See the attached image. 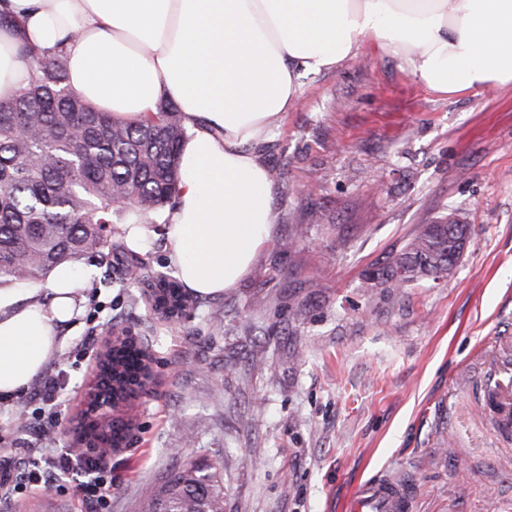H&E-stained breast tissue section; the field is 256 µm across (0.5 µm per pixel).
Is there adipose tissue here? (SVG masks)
I'll return each instance as SVG.
<instances>
[{
	"instance_id": "ef3b65f1",
	"label": "adipose tissue",
	"mask_w": 512,
	"mask_h": 512,
	"mask_svg": "<svg viewBox=\"0 0 512 512\" xmlns=\"http://www.w3.org/2000/svg\"><path fill=\"white\" fill-rule=\"evenodd\" d=\"M0 101L31 75L24 49L62 56L68 85L96 110L138 122L173 102L189 133L170 215V262L216 295L249 274L272 238L273 196L253 147L300 95L302 75L365 46L428 89L460 95L512 85V0H0ZM49 304L0 289V397L27 390L77 319L71 266Z\"/></svg>"
}]
</instances>
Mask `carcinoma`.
<instances>
[{
    "label": "carcinoma",
    "mask_w": 512,
    "mask_h": 512,
    "mask_svg": "<svg viewBox=\"0 0 512 512\" xmlns=\"http://www.w3.org/2000/svg\"><path fill=\"white\" fill-rule=\"evenodd\" d=\"M28 85L0 103V287L36 284L58 266L88 254L112 264L127 224H148L178 193L180 148L186 129L178 109L163 103L140 123L91 109L66 83L62 57L30 54ZM468 225L423 224L388 262L365 273L370 288H407L445 279ZM410 275L402 277L399 270ZM154 310L181 317L192 298L160 273L150 284ZM146 350L131 337L101 357L99 393L138 399L134 386ZM131 426L111 420L84 428L89 445H120ZM141 512H224L219 468L183 462L160 486L145 492Z\"/></svg>",
    "instance_id": "1"
}]
</instances>
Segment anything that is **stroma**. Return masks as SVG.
Listing matches in <instances>:
<instances>
[{"label":"stroma","instance_id":"obj_1","mask_svg":"<svg viewBox=\"0 0 512 512\" xmlns=\"http://www.w3.org/2000/svg\"><path fill=\"white\" fill-rule=\"evenodd\" d=\"M301 96L255 146L274 186L275 235L250 273L185 316L154 313L144 284L86 256L82 315L62 327L59 425L28 394L0 398V448L67 450L113 323L152 359L124 419L111 512L185 460L221 468L224 512H347L358 485L402 478L412 512H512V437L483 407L488 376L512 379V87L442 96L364 50L301 77ZM162 208L137 253L173 273ZM469 227L453 273L367 292L363 273L421 225ZM101 288L89 291L90 279ZM77 479L29 489L6 512H88Z\"/></svg>","mask_w":512,"mask_h":512}]
</instances>
